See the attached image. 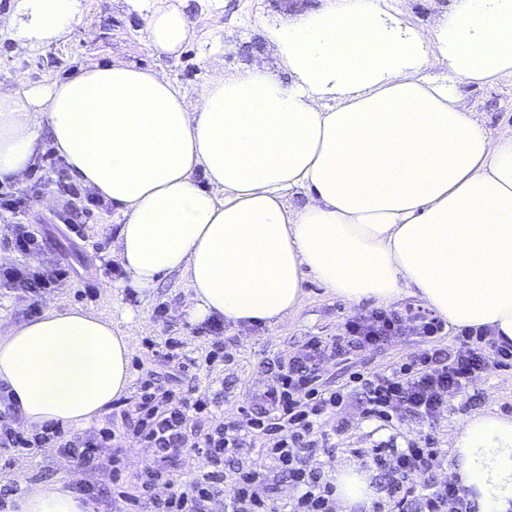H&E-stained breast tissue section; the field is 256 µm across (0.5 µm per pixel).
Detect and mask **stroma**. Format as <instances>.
Here are the masks:
<instances>
[{
	"label": "stroma",
	"mask_w": 512,
	"mask_h": 512,
	"mask_svg": "<svg viewBox=\"0 0 512 512\" xmlns=\"http://www.w3.org/2000/svg\"><path fill=\"white\" fill-rule=\"evenodd\" d=\"M320 0H188L187 14L197 30L181 54L167 56L150 49L144 38V21L127 0H80V11L71 28L62 37L50 38L30 48L19 46L18 28L0 30V85L48 84L65 79L80 67L94 62L119 59L143 68H160L185 90L198 87L215 70L232 74L250 62L260 60L280 72L274 49L264 36L265 25L317 9ZM451 0H392L391 7L405 23L432 29L447 14ZM468 109L492 133L512 130V78L493 85L464 89ZM60 202L44 195L31 219V230L46 243L44 259L68 265L72 277L68 285L45 294L43 303L60 308L82 307L112 319L133 335L132 387H139L148 373L168 378L174 388L197 393H222L217 418L237 414L248 392L263 378V366L276 355L301 345L311 336H336L357 309L336 297L314 278L303 284L304 300L284 321L271 326L246 330L225 325L231 336L229 361L204 366L210 343L195 324L184 320L180 311L190 292L177 277L163 278L149 295L142 296L125 284L118 271V258L112 253L117 226L111 207L94 210L87 220V237L78 239L51 215ZM97 286L95 299L81 297L85 281ZM183 341V354L200 361L201 366L180 371L177 363L158 356L166 337ZM480 398L470 403L455 400L436 424L405 416L395 421L392 430L382 429L378 421L365 417L357 399H350L346 415L355 430L340 439L333 453H319L311 464L324 474L337 466L356 467L350 456L353 448L396 437L398 445L419 435L431 434L437 447L449 449L456 423L471 415L498 414L512 417V370L490 368L478 383ZM90 473L80 471L61 460L54 448L39 449L32 456L0 457V479L14 482L18 489L54 481L74 485L90 480Z\"/></svg>",
	"instance_id": "obj_1"
}]
</instances>
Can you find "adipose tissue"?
<instances>
[{"instance_id":"ef3b65f1","label":"adipose tissue","mask_w":512,"mask_h":512,"mask_svg":"<svg viewBox=\"0 0 512 512\" xmlns=\"http://www.w3.org/2000/svg\"><path fill=\"white\" fill-rule=\"evenodd\" d=\"M76 3L22 0L29 37L62 35ZM144 22L161 54L194 35L181 0ZM264 33L289 81L253 63L212 72L192 98L116 59L0 91V183L22 185L48 131L71 176L111 202L130 284L180 275L190 322L278 323L310 276L352 305L411 293L512 342V133L492 135L461 91L512 78V0H453L427 31L388 0H322ZM434 63L446 79L424 77ZM131 348L111 319L50 305L0 327V387L27 428H86L128 393ZM453 456L480 512H512V419L465 418ZM333 482L341 512L370 504L364 473ZM9 508L88 512L61 482Z\"/></svg>"}]
</instances>
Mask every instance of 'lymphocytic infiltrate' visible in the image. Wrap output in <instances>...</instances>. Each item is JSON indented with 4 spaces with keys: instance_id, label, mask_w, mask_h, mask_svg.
I'll return each instance as SVG.
<instances>
[{
    "instance_id": "f902f5d3",
    "label": "lymphocytic infiltrate",
    "mask_w": 512,
    "mask_h": 512,
    "mask_svg": "<svg viewBox=\"0 0 512 512\" xmlns=\"http://www.w3.org/2000/svg\"><path fill=\"white\" fill-rule=\"evenodd\" d=\"M36 182L54 189L62 200L57 217L71 233L83 236L80 219L102 201L70 179L66 164L46 153ZM0 190V212L16 219L11 244L21 257L20 266L0 267V285L20 292L38 313L40 299L66 285L70 268L60 262L32 264L43 244L24 224L41 195ZM446 324L412 307L404 310L374 308L349 318L340 335L309 337L299 347L275 356L267 364V377L249 392L235 417L214 426L204 425L210 413L209 397H188L169 388L156 374H148L132 400L121 401L112 416L116 423L85 437L68 438L52 424L41 432L20 431V412L0 395V449L29 454L43 446L56 447L61 458L85 470L107 468L109 482L76 485L79 494L111 496L118 512H336V487L308 464L317 451H331L332 439L346 434L352 423L345 415L346 394L357 396L366 417L390 424L409 415L435 423L457 398L474 399L475 385L489 367L512 366V344L497 343L488 331L466 329L447 337ZM413 336L422 346L400 363L378 372H355L346 390L328 385L322 367L329 361L374 352L396 339ZM120 439L152 449V464L126 476ZM112 447L109 461L98 451ZM199 459L192 480L181 481L172 465L184 452ZM260 453L264 465L250 463ZM351 454L379 472L388 491L371 512H479L468 492L455 480L437 481L441 452L432 437L408 440L398 447L395 438ZM165 495H158V485Z\"/></svg>"
}]
</instances>
